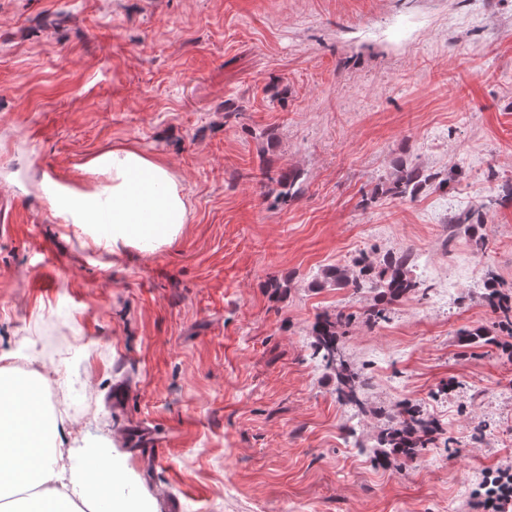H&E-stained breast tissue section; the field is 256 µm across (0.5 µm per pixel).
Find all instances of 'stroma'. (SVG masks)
<instances>
[{
	"instance_id": "stroma-1",
	"label": "stroma",
	"mask_w": 512,
	"mask_h": 512,
	"mask_svg": "<svg viewBox=\"0 0 512 512\" xmlns=\"http://www.w3.org/2000/svg\"><path fill=\"white\" fill-rule=\"evenodd\" d=\"M117 144L179 181L173 244L95 246L37 191ZM400 163L457 177L378 194ZM285 169L300 191L282 200L263 173ZM479 207L482 253L448 234ZM403 247L425 291L379 325L372 295L314 284ZM490 274L512 285V0H0V360L61 337L34 371L95 397L64 421L63 465L109 449L143 512H475L486 471L512 464ZM339 310L370 400L436 425L414 459L353 448L383 422L311 358L312 324ZM480 326L494 343L463 346Z\"/></svg>"
}]
</instances>
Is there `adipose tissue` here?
Instances as JSON below:
<instances>
[{"instance_id": "adipose-tissue-1", "label": "adipose tissue", "mask_w": 512, "mask_h": 512, "mask_svg": "<svg viewBox=\"0 0 512 512\" xmlns=\"http://www.w3.org/2000/svg\"><path fill=\"white\" fill-rule=\"evenodd\" d=\"M82 182L60 187L41 181L55 218L83 229L96 246L152 251L172 244L190 209L167 164L131 145H118L81 167ZM108 233H101V225ZM63 429L48 410L36 379L0 366V512H13L9 496L40 491L50 502L88 499L60 485Z\"/></svg>"}]
</instances>
